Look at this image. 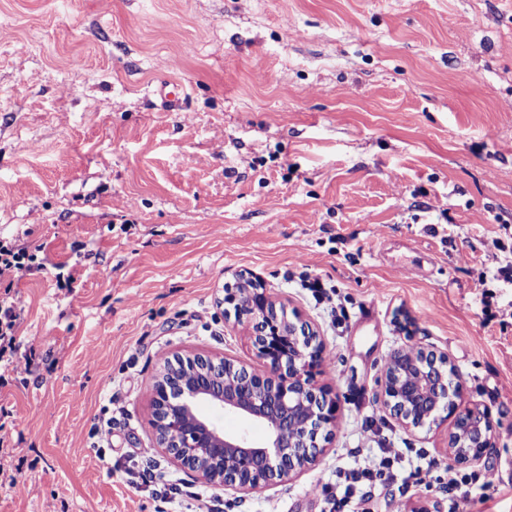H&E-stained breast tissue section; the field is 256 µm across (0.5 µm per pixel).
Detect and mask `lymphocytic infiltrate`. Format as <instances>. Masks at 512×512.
I'll return each instance as SVG.
<instances>
[{
  "mask_svg": "<svg viewBox=\"0 0 512 512\" xmlns=\"http://www.w3.org/2000/svg\"><path fill=\"white\" fill-rule=\"evenodd\" d=\"M34 251L0 239V370L18 375L32 371V358L17 337L23 309L12 293L15 279L40 270ZM405 448H385L363 464L339 469L334 483L318 486L323 512H356L370 505L377 492L394 484L432 490L447 488L448 512H472L490 499L496 486L488 472L463 471L435 460L412 464Z\"/></svg>",
  "mask_w": 512,
  "mask_h": 512,
  "instance_id": "obj_1",
  "label": "lymphocytic infiltrate"
}]
</instances>
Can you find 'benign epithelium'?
<instances>
[{"label":"benign epithelium","instance_id":"7a95c632","mask_svg":"<svg viewBox=\"0 0 512 512\" xmlns=\"http://www.w3.org/2000/svg\"><path fill=\"white\" fill-rule=\"evenodd\" d=\"M246 285L247 302L239 301L238 289L226 288L224 304L233 309L235 320L250 323L251 344L265 371L224 356H177L150 390L155 447L206 482L244 494L313 464L338 409L335 397L318 381L324 347L311 326L297 314L288 318L285 306L256 278ZM463 398V382L445 353L402 350L386 364L382 407L412 429L446 414L454 422L449 459L476 466L494 446L495 431L488 414L465 405ZM208 408L264 425L265 437L254 440L245 432L218 428Z\"/></svg>","mask_w":512,"mask_h":512}]
</instances>
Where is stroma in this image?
Segmentation results:
<instances>
[{"label": "stroma", "instance_id": "obj_1", "mask_svg": "<svg viewBox=\"0 0 512 512\" xmlns=\"http://www.w3.org/2000/svg\"><path fill=\"white\" fill-rule=\"evenodd\" d=\"M0 237L43 263L15 288L36 357L0 385V512H150L146 469L206 490L141 456L150 387L164 354L260 369L222 304L245 272L318 332L339 402L317 463L246 512H322L314 486L384 443L447 464L452 420L377 401L417 347L489 412L482 510L512 512V0H0ZM299 281L300 286L312 293L315 301L323 306L335 323H340L346 317V309L339 298L336 286H326L318 277L311 276L306 270L300 273Z\"/></svg>", "mask_w": 512, "mask_h": 512}]
</instances>
